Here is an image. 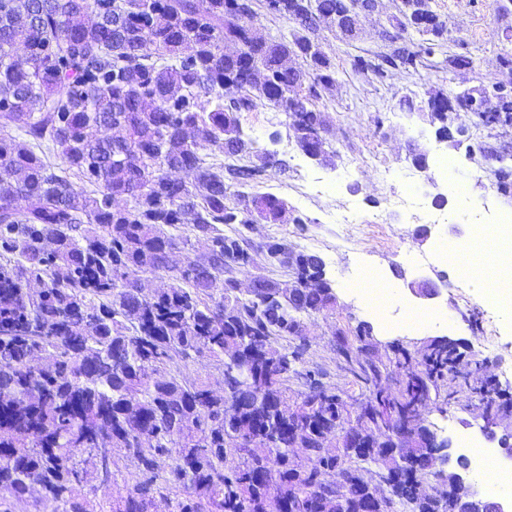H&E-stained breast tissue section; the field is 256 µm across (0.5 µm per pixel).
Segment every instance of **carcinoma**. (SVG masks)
<instances>
[{
  "label": "carcinoma",
  "instance_id": "obj_1",
  "mask_svg": "<svg viewBox=\"0 0 512 512\" xmlns=\"http://www.w3.org/2000/svg\"><path fill=\"white\" fill-rule=\"evenodd\" d=\"M268 2L298 25L292 39L264 36L237 0H0V433H10L0 439V512L34 492V512H88V495L109 487L107 512H145L158 498L169 512H272L275 501L283 512H449L456 492L432 464L423 412L453 387L512 413V399L458 381L459 349L432 339L414 370L403 347L374 354L365 322L352 339L334 336L359 396L299 369L300 315L336 305L330 282L305 286L326 276L316 254L267 241L260 250L293 284L257 276L240 297L235 273L255 264L246 232L288 210L267 193L244 216L228 199L230 186L281 163L254 149L241 113L286 105L300 150L325 153L313 100L336 71L309 33L327 20L354 37L364 0H312L314 16L306 0ZM420 2L402 0L401 29ZM414 30L410 46L358 56L355 70L380 81L417 70L444 29L433 14ZM18 44L22 62L9 53ZM290 55L306 71L286 67ZM431 98L441 138L451 98L472 103L476 128L512 127V91L498 84ZM10 126L31 142L2 133ZM44 145L62 164L37 153ZM214 145L230 162H208ZM474 150L500 163L497 189L511 194L512 154ZM74 179L94 190L76 193ZM182 225L208 248L179 264L170 230ZM145 273L166 275L168 288L143 297ZM203 354L224 368L219 395L175 366ZM338 428L358 444L330 439ZM128 460L137 468L120 486Z\"/></svg>",
  "mask_w": 512,
  "mask_h": 512
}]
</instances>
